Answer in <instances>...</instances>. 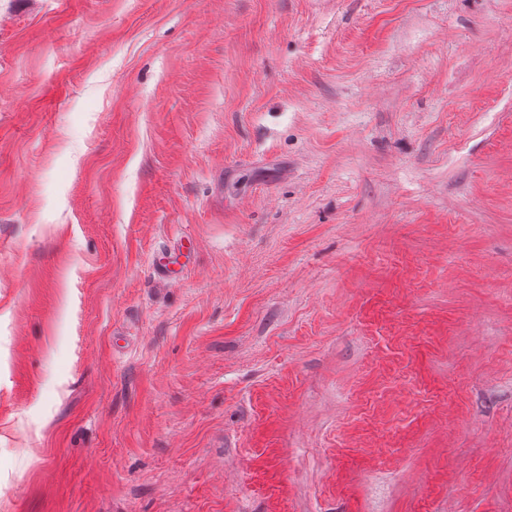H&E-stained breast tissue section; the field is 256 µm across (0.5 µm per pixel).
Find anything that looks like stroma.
Listing matches in <instances>:
<instances>
[{
    "mask_svg": "<svg viewBox=\"0 0 512 512\" xmlns=\"http://www.w3.org/2000/svg\"><path fill=\"white\" fill-rule=\"evenodd\" d=\"M0 512H512V0H0Z\"/></svg>",
    "mask_w": 512,
    "mask_h": 512,
    "instance_id": "stroma-1",
    "label": "stroma"
}]
</instances>
